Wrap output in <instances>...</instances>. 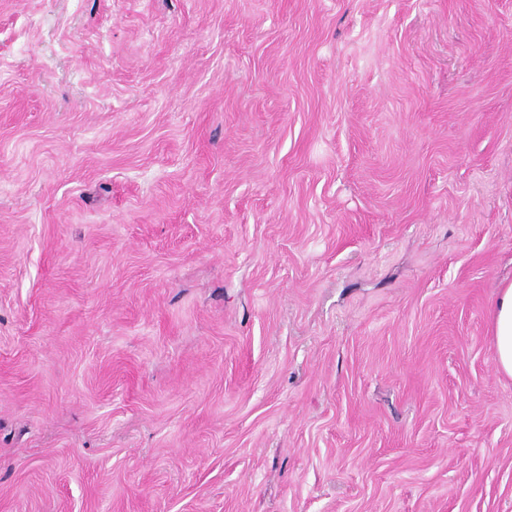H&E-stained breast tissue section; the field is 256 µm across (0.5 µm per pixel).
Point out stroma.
<instances>
[{"instance_id": "stroma-1", "label": "stroma", "mask_w": 512, "mask_h": 512, "mask_svg": "<svg viewBox=\"0 0 512 512\" xmlns=\"http://www.w3.org/2000/svg\"><path fill=\"white\" fill-rule=\"evenodd\" d=\"M512 0H0V512H512ZM491 336L498 369L512 378V282L500 287L492 313Z\"/></svg>"}]
</instances>
